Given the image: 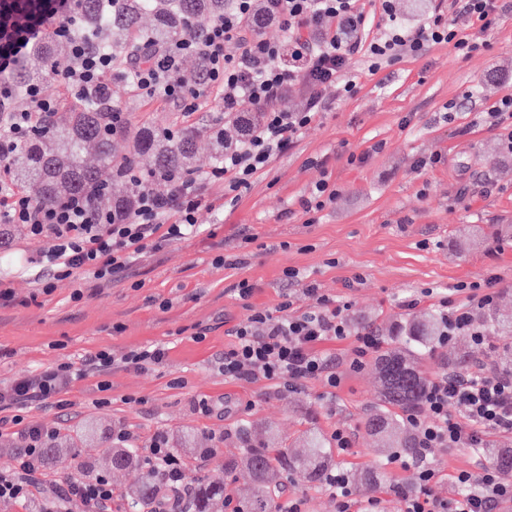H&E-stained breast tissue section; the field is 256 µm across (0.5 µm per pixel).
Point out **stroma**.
Masks as SVG:
<instances>
[{
	"mask_svg": "<svg viewBox=\"0 0 512 512\" xmlns=\"http://www.w3.org/2000/svg\"><path fill=\"white\" fill-rule=\"evenodd\" d=\"M486 39L487 47L467 56L440 44L374 73L361 56L349 57L345 69L356 94L333 101L235 205L201 211V233L147 252L121 278L82 290L80 300L72 298L78 287L70 279L56 281L51 294L40 291L34 259L44 244L26 225H14L0 240V273L7 259L24 270L10 279L13 301L0 306V385L41 367L80 362L90 351L170 348L154 369L86 377L69 392L65 408H27L28 419L56 429L62 448L47 461L43 480L110 477L112 512H126L125 490L139 473L113 477L101 451L117 432L145 439L161 430L186 462L199 449H214L206 473L223 478L225 494L236 499L248 478L225 475L224 458L238 448L236 431L245 420L255 439L271 435L286 445L309 430L328 437L347 429L352 445L335 449L336 464L351 474L364 471L375 459L364 421L380 405L372 365L344 371L331 394L317 380L296 390L231 380L217 362L233 342L229 328L254 312L276 310L284 293L300 292L285 276L289 269L323 293L350 300V322H370L385 339L410 317L399 306L407 294L426 288L436 294L492 273L500 278L495 307L512 311V153L503 148L512 117L496 125L486 118L512 97V14ZM110 92L134 127L172 116L205 126L224 113L214 91L191 114L164 98L135 94L121 77L113 78ZM436 153L441 163L417 168V160ZM322 180L339 194L311 223L299 201ZM224 254L242 257L243 265L218 263ZM244 279L255 287L245 300L236 291ZM435 294L423 299L421 311L435 310ZM499 347L496 339L484 346L460 335L421 356L419 365L431 379L458 353L489 363ZM203 398L216 414L196 409ZM385 469L389 488L357 484L355 496L380 497L383 512H400L392 488L416 485V471L390 463ZM281 487L301 499L303 512H336L326 487L288 473Z\"/></svg>",
	"mask_w": 512,
	"mask_h": 512,
	"instance_id": "35a3bbf8",
	"label": "stroma"
}]
</instances>
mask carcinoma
I'll return each instance as SVG.
<instances>
[{"mask_svg": "<svg viewBox=\"0 0 512 512\" xmlns=\"http://www.w3.org/2000/svg\"><path fill=\"white\" fill-rule=\"evenodd\" d=\"M227 6L228 0H112V5L105 8L99 0H77L80 28L75 33H93L86 43L87 50H109L121 61L138 44H165L188 32L203 37V21L217 19ZM105 32L112 33L110 46L100 40ZM63 57H71L69 38L50 36L21 57L12 72L0 77V84L21 100L26 86L45 80V71H55ZM259 116L250 112L245 122L235 115L226 116L223 122L203 128L168 119L147 122L133 130L116 120L102 99L75 98L56 104L45 122L32 124L23 144L0 162L7 165L10 181L32 191V200L39 205L51 206L65 195L89 194L95 213L119 219L133 208L142 190L168 189L172 176L200 172V137L209 139L212 166H219L224 162V148L256 125ZM105 168L112 170L114 181L126 186L125 194L112 195L111 185L101 177ZM482 325L489 335L507 343L504 355L512 368V318L490 310L483 315ZM442 331L443 322L437 314L414 318L392 336L387 350L377 355L382 400L379 411L367 419L365 429L386 451L405 455L416 452L413 436L397 419L396 410L422 403L427 379L418 358L438 344ZM305 443L306 448L300 452L246 443L238 457L224 462V471L245 468L252 476L254 489L242 512H279V468L300 473L314 485L325 483L334 466L332 448L314 431L306 433ZM487 452L492 466L504 477H512V448H489ZM137 457L135 448H114L112 469L131 467ZM163 491L159 476L146 472L139 484L126 491L129 512H150ZM194 506L195 512H223L224 487L196 479Z\"/></svg>", "mask_w": 512, "mask_h": 512, "instance_id": "cac0c4a2", "label": "carcinoma"}]
</instances>
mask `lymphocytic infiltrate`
Wrapping results in <instances>:
<instances>
[{
  "label": "lymphocytic infiltrate",
  "instance_id": "obj_1",
  "mask_svg": "<svg viewBox=\"0 0 512 512\" xmlns=\"http://www.w3.org/2000/svg\"><path fill=\"white\" fill-rule=\"evenodd\" d=\"M260 0H231L224 14L212 21L204 39L186 35L157 49L134 70L132 85L144 97H166L194 109L208 88L222 95L225 114L243 113L245 107L260 112L258 124L224 152V162L205 174L185 173L171 180L166 194L142 191L132 214L112 221L95 217L85 196L73 195L45 208L35 204L14 186L0 191V223L28 225L33 238L45 244L39 255L46 277L39 283L51 292L54 281L109 282L124 273L147 251L163 243L199 233V211L218 210L233 204L246 192L253 177L292 150L304 131L326 112L327 89L337 97L357 91L345 72L348 57L366 59L369 71L391 65L408 56L422 55L435 44H450L463 53L477 50L476 34L491 30L500 16L512 13V0H451L449 12L434 11L415 29L389 16L382 33L367 38L371 18L359 8V0H261L266 16L287 34L286 41H271L254 35L248 20ZM76 0H0V74L49 33L67 30L74 18ZM200 56L205 80L188 86L180 75L182 56ZM73 63L63 79L73 95L89 97L109 88L117 71L108 53H89L82 39L72 43ZM300 85L303 105L296 111L279 108L289 86ZM42 83L30 84L23 104L8 122L0 121V145H17L37 116L55 109ZM219 183L223 198L211 196L209 187ZM496 275L480 282L456 285L467 302L455 304L450 297L439 301L445 323L444 338L467 334L481 345L486 336L475 322V313L496 296ZM306 307H299V300ZM350 301L320 294L307 285L302 297L285 296L275 311H257L233 330L234 341L225 349L219 369L233 380H265L296 389L312 380L327 388L340 385L342 374L321 343L352 339L351 370L360 369L367 356L382 341L374 330L352 331L348 319ZM167 349L161 344L141 346L121 356L99 351L85 356L80 366L51 365L19 377L0 387V430L13 427L22 441L11 463L0 469V501L23 502L34 492L43 495L42 512H64L69 500H80L85 512H112L111 482L99 478L65 484L38 482L44 449L55 429L29 420L28 404L66 406V394L75 382L89 375L115 369L148 370L162 365ZM419 454L406 459L394 456L393 464L415 467L419 489L402 495L401 512H503L512 505V480L494 467L479 465L456 470L451 481L457 492L440 499L430 491L440 469L434 458L438 448L485 447L489 435L512 433V374L502 375L478 367L468 377L445 373L430 380L421 407L406 417ZM145 462L159 473L170 497L160 499L156 512H188L191 497L190 470L165 432H156L145 445Z\"/></svg>",
  "mask_w": 512,
  "mask_h": 512
}]
</instances>
